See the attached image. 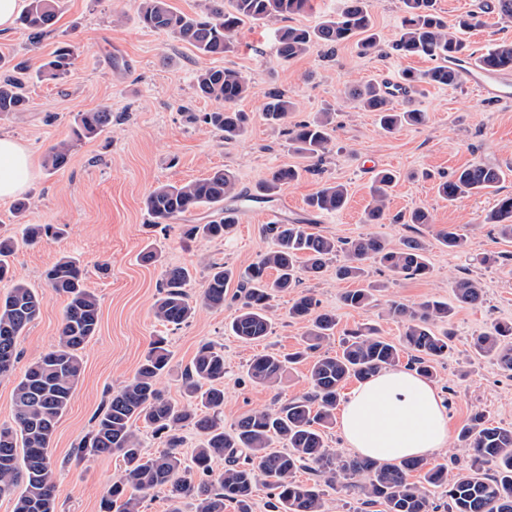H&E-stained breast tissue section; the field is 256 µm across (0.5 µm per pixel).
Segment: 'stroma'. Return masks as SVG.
<instances>
[{
  "instance_id": "1",
  "label": "stroma",
  "mask_w": 512,
  "mask_h": 512,
  "mask_svg": "<svg viewBox=\"0 0 512 512\" xmlns=\"http://www.w3.org/2000/svg\"><path fill=\"white\" fill-rule=\"evenodd\" d=\"M280 24L276 20L245 23L230 51L204 56L189 43L144 27L136 0H61L54 30L39 46L31 45L21 25L0 32V55L16 63L28 59L40 64L63 40L76 47L73 65L63 78L29 73L26 108L0 115V133L29 148L36 169L24 194V216L15 215L12 201H0V236L17 235L26 223L53 224L61 230L59 236L21 247L11 259L17 278L42 293L45 301L18 339L20 360L13 375L0 378V424L12 420L14 387L28 364L58 339L67 299L47 288L45 270L61 257L76 258L86 272L87 288L100 302L98 332L82 351L81 377L50 442L57 512H100L109 485L123 475L121 456L81 457L77 445L93 429L112 391L133 376L154 337H166L173 353L159 384L176 401L183 398L182 374L199 344L209 341L223 349L225 430H232L250 410L276 408L311 390L306 362L288 368L272 388L253 384L246 374L257 353L283 355L299 348L306 326L288 315L292 293L275 298L269 313L271 330L257 344L242 343L228 334L226 326L238 312L231 299L219 310L197 308L176 329L158 323L152 315L163 267H187L196 294L209 263L242 270L270 245L262 234L259 205L249 200L238 201V223L221 240L186 243L178 224L166 229L151 225L144 207L150 191L161 184L205 177L216 168L235 175L239 190L247 193L254 192L274 168H302V176L274 198L275 203L288 205L284 221L301 220L316 232L341 239L374 234L394 248L412 235L427 241L429 277L404 278L376 264L369 267L368 281L382 284L383 289L377 294L378 306L367 311L343 304V294L354 284L337 279L335 262H328L318 278L302 279L300 291L311 292L321 308L335 311L337 334L371 324L380 336L399 342L403 326L387 314V300L409 305L430 299L454 302L456 279H478L484 301L477 306L456 304L451 320L454 349L436 363L435 383L448 402L453 434L477 408L495 425L512 427V372L498 369L469 347L472 337L493 322L512 319V241L499 238L484 222L493 195H465L449 202L436 191L441 175L486 163L505 171L499 192L512 194V100L484 99L462 83L452 87L421 83L411 89L408 100L426 113V123L386 135L374 113L357 108L346 97V89L368 80L398 85L405 70L422 72L431 67V60L363 57L351 40L335 53L314 47L286 62L275 40ZM203 68H232L251 80L249 95L239 103L250 124L236 142L225 143L201 120L203 113L216 108L214 101L195 92V76ZM275 89L295 104L290 122L335 113L338 128L319 173L307 172V159L289 148L283 127L263 119L262 105ZM100 108L112 113L109 129L75 143L67 165L51 169L46 163L50 147L69 136L79 113ZM377 169L401 175L388 203L390 218L423 207L432 216L431 225L413 230L391 223L390 218L380 224L364 223ZM327 181L346 185L349 202L339 212H312L306 200ZM451 224L465 234V252H448L436 240V229ZM149 246L159 252L160 262L141 261ZM485 255L494 256V263L480 264Z\"/></svg>"
}]
</instances>
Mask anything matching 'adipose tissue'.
I'll return each mask as SVG.
<instances>
[{
  "label": "adipose tissue",
  "instance_id": "ef3b65f1",
  "mask_svg": "<svg viewBox=\"0 0 512 512\" xmlns=\"http://www.w3.org/2000/svg\"><path fill=\"white\" fill-rule=\"evenodd\" d=\"M33 173L29 150L0 134V200L24 191ZM338 427L348 448L375 461L426 457L448 446V404L430 381L390 367L348 393Z\"/></svg>",
  "mask_w": 512,
  "mask_h": 512
}]
</instances>
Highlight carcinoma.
<instances>
[{
	"instance_id": "carcinoma-1",
	"label": "carcinoma",
	"mask_w": 512,
	"mask_h": 512,
	"mask_svg": "<svg viewBox=\"0 0 512 512\" xmlns=\"http://www.w3.org/2000/svg\"><path fill=\"white\" fill-rule=\"evenodd\" d=\"M436 0H402L404 5L401 31L388 45L400 56L427 57L436 64L421 77L403 74L404 83L421 81L436 86L459 83L458 72L448 66L467 54L466 43L458 33L476 27L480 15L467 13L453 27L437 12ZM311 9V0H225L224 6L190 16L174 11L168 0H138V18L146 27L162 30L193 45L203 55L222 54L233 41L241 25L247 21L265 22L286 18ZM371 0H344L340 12L314 27H282L276 31L280 58L288 62L319 45L328 52L359 35L360 54L382 50L373 32ZM58 14L57 0H28L19 23L29 32L36 45L50 31ZM485 63L495 69L512 70V41L496 42L481 54ZM74 46L62 42L51 57L40 66V72L58 79L73 64ZM15 69L0 58V114L17 112L28 104L22 81ZM199 94L220 104L205 113L204 124L224 133V141L233 142L245 132L247 113L238 109L249 94L250 83L240 71L232 68L205 69L196 77ZM349 99L361 108L376 113L380 129L394 134L404 126L421 125L425 113L397 107L395 92L368 82L346 91ZM294 103L285 94H268L262 117L274 125L286 126L292 150L316 163L328 150L330 132L336 113L322 112L311 121L288 125ZM112 125V113L106 109L82 112L71 129L69 138L49 150L52 168H63L73 143L105 131ZM300 175L293 167H279L256 187L264 199L273 197L281 188ZM503 177L494 165L475 163L455 171L440 182L439 194L450 202L466 193L497 192ZM396 175L382 170L375 175L372 204L365 210L366 224H380L385 219L388 190ZM247 195L237 192L235 177L224 169H215L203 178L180 185L162 184L145 198L147 212L158 226L170 225L192 211L205 206L218 207L222 217L208 224H183L182 237L192 240L222 239L238 223V209L224 206V201H237ZM349 195L345 185L324 183L307 201L319 213L344 209ZM485 223L497 234L512 240V194L497 198L486 214ZM263 233L271 237L274 247L242 271L211 263L205 285L195 302L187 292L190 273L183 267H166L161 272L160 297L154 303L155 319L164 326L177 328L195 314L196 305L221 309L227 289L236 284L233 299L238 302V315L230 323L233 336L245 343L259 342L270 331L268 311L274 297L300 283V275L317 278L326 261L342 256L336 266L340 280H356L365 276L366 262L371 261L389 271L424 278L430 273L425 243L415 237L404 240L393 249L373 234L351 240L336 239L310 231V225L299 221L291 224H267ZM51 224H27L21 240L0 237V283L6 291L0 294V378L12 374L19 359L18 336L40 314L44 296L18 279L10 267V258L19 243L28 245L44 237L57 236ZM440 244L450 252L465 247L466 238L453 226L438 232ZM52 292L64 295V310L57 344L31 362L14 388V416L10 424H0V497L23 490L16 498L14 512H56V485L50 459V441L59 416L68 406L83 367L81 351L95 336L100 314L98 297L86 287L85 274L79 262L63 257L44 272ZM385 288L373 284L344 293L343 304L366 309L374 293ZM456 299L461 304L477 305L483 301L479 281L462 277L455 281ZM389 312L405 325L403 341L415 352L408 367L429 380L435 377V364L448 356L453 333H437L433 326L444 323L454 308L446 302L427 300L408 306L395 300L388 303ZM319 301L309 292L297 295L289 316L307 323L304 347L287 355L258 354L247 368V376L255 384L273 387L286 369L323 348L336 328V314L318 310ZM471 348L482 357L512 371V322H497L473 339ZM400 361L398 347L375 335L371 327L346 332L341 349L328 351L313 360L309 369L311 392L297 397L277 410L253 409L243 415L232 433L224 432V350L211 343L200 345L182 381L186 402L165 396L158 386L161 374L170 362L164 337L154 338L133 378L112 391L105 407L97 414L93 430L83 439L80 451L90 450L97 456L119 454L124 475L112 482L102 500L101 512H138L140 501L158 489L167 492L170 512H182L180 504L191 500L193 512H224L226 504L236 512H252L253 489L260 480L274 493L267 504L269 512H324V490L321 484L355 491L365 507L377 505L384 512H512V429L495 426L484 411L474 410L459 432L458 439L471 450L469 463H431L423 458L399 463L380 464L359 457H343L329 447L325 430L336 423V405L344 383L364 380L377 371L393 367ZM143 427H137V423ZM191 426L204 440L195 449L191 462L179 452L178 431ZM162 440L165 450L158 455L144 452L140 429ZM284 442L286 450L272 449L274 442ZM224 460V470L210 480L213 463ZM301 468L317 473L321 480L301 483L294 474ZM419 480L410 481L411 473Z\"/></svg>"
}]
</instances>
